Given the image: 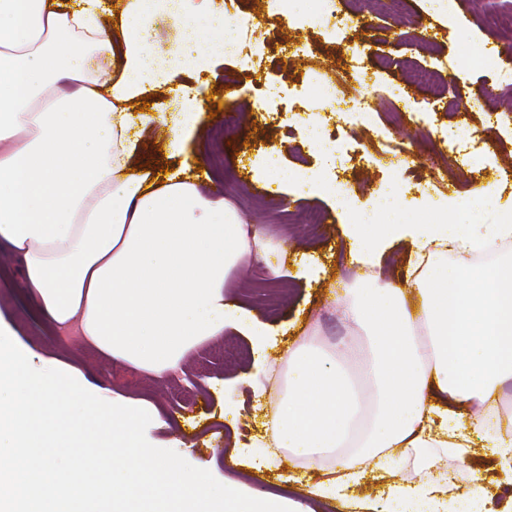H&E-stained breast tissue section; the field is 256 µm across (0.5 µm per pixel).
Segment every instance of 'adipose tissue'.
<instances>
[{"label": "adipose tissue", "instance_id": "1", "mask_svg": "<svg viewBox=\"0 0 512 512\" xmlns=\"http://www.w3.org/2000/svg\"><path fill=\"white\" fill-rule=\"evenodd\" d=\"M157 0H130L118 31L100 0H0V241L24 260L18 289L58 330L110 360L165 380L226 328L264 335L235 311L224 284L265 242L219 196L176 171L134 168L142 136L167 127L181 154L205 101L185 118L133 112L142 92L166 86L171 55L153 49ZM167 21L224 41L221 15L178 0ZM491 224H350L348 255L359 265L332 300L347 329L339 344L314 336L289 345L282 391L268 412L263 446L310 474L308 495L344 491L368 467L416 454L420 468L470 448L512 456V422L492 423L512 380V208L495 204ZM410 246L405 281L377 267L386 243ZM415 306H408V294ZM92 400L89 423L66 422L59 405ZM161 423L149 403L91 387L59 361L31 372L0 331V512H307L301 501L235 483L215 488L155 452L147 432ZM103 456L60 469L56 451L84 441Z\"/></svg>", "mask_w": 512, "mask_h": 512}]
</instances>
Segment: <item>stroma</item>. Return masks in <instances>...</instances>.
Returning <instances> with one entry per match:
<instances>
[{
	"label": "stroma",
	"mask_w": 512,
	"mask_h": 512,
	"mask_svg": "<svg viewBox=\"0 0 512 512\" xmlns=\"http://www.w3.org/2000/svg\"><path fill=\"white\" fill-rule=\"evenodd\" d=\"M214 7L229 16L258 18L249 47L237 57H212L205 72L177 73L169 86L134 100L132 106L138 110L147 105L154 111L175 113L177 90L199 87L207 97L198 115L202 135L187 143L183 157L164 152L167 131L158 126L144 134L135 160L156 169H174L183 160L204 156L208 174L199 179V189L226 196L244 219L265 225L270 249L234 272L225 291L235 305L271 330L266 353L255 350L250 336L228 328L221 338L190 354L183 368L164 381L116 365L78 339H62L43 320L33 302L14 287L23 274L22 260L2 248L0 327L12 331L18 350L74 364L100 387L153 403L163 423L151 429L147 438L158 453L184 469L206 471L217 487L230 480L245 492L261 490L295 499L304 483L301 471L289 467L285 457H268L261 446L263 422L280 389L271 369L282 352L314 326L331 288H343L352 280L348 244L341 232L347 216L327 194L314 192L298 198L290 182L277 188L256 180L252 163L264 153L275 152L285 169L298 165L323 169L322 155L309 146L303 128L291 117L306 111L301 95L317 74L343 70L340 48L361 43L386 65H373L367 74L351 76L344 94L370 103L388 140L405 151L396 157L385 153L373 146L369 125L348 124L331 115L329 108H316L315 118L325 121L327 138L343 141L346 163L341 177L359 207L370 208L379 193L394 183L400 194L395 206L386 209V219L416 223L424 210L453 196L459 205L449 212L450 221L492 223L491 210L475 209L467 200L479 184L496 181L500 172H512V153L486 154L484 170L474 173L449 163L447 156H436L432 132L434 127L459 122L484 129L488 110L512 113V89L495 91L479 112L471 110L465 97L458 110L420 119L416 113L423 97L410 88L407 66L424 64L435 53L452 55L464 40L494 41L493 32L480 18L492 11L511 12L512 0H446L440 9L433 0H412L411 6L396 9L371 7L367 0H343L344 14L352 18L364 14L370 27L349 28L338 36L318 24L290 23L271 0H214ZM305 46L311 48V55L302 54ZM245 84L282 88L278 113L252 110L239 93ZM389 85L405 88V100L389 97L385 92ZM310 211L323 214L325 222L308 236L301 221ZM285 238L292 245L284 254L277 245ZM401 468L411 471L416 482L426 483V476L415 472L411 462H393L386 469L368 471L347 497L330 491L312 501V512H387V488ZM454 471L462 482L482 488L477 497L460 498L461 512L474 506L480 512H512V472L498 466L494 458L477 448L459 460Z\"/></svg>",
	"instance_id": "stroma-1"
}]
</instances>
